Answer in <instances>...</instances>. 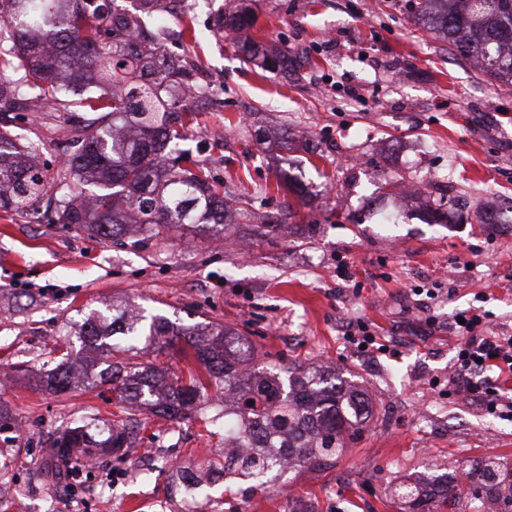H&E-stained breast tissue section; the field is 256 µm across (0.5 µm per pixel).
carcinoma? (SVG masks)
<instances>
[{"label": "carcinoma", "instance_id": "carcinoma-1", "mask_svg": "<svg viewBox=\"0 0 512 512\" xmlns=\"http://www.w3.org/2000/svg\"><path fill=\"white\" fill-rule=\"evenodd\" d=\"M414 15L445 5L434 20L455 53L494 77L512 80V0H408ZM162 28L120 16L107 0H0V108L28 103L32 111L66 106L78 86L94 90L75 103L96 114L72 137L73 153L57 174L35 162L39 145L0 130V211H36L49 193L62 224H78L108 239L135 225L142 240L165 238L174 229H192L204 238L224 227L229 202L222 185L210 179L192 154L182 114L193 111L179 93L196 82L184 57L161 49ZM241 51L267 69L288 67L260 43L245 39ZM84 347L93 356L80 364L61 361L46 378L51 392L78 388L82 378L112 383L115 400L171 419L197 409L214 387L224 402V438L246 453L224 457V482L265 488L286 472L285 464L320 469L333 464L363 430L367 402L353 384L329 369L298 372L280 368L262 374L247 369L246 353L222 326H179L164 315L136 314L112 304V316L90 315L81 325ZM183 341L180 351L205 367L210 384L198 375L168 381V371L128 357L138 344L162 354ZM134 446L123 423L90 431L81 423L55 438V474L69 477L73 454H119ZM512 489V465L486 462L467 480L445 485L440 505L448 512H482L480 504Z\"/></svg>", "mask_w": 512, "mask_h": 512}]
</instances>
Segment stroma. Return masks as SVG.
<instances>
[{"label":"stroma","instance_id":"1","mask_svg":"<svg viewBox=\"0 0 512 512\" xmlns=\"http://www.w3.org/2000/svg\"><path fill=\"white\" fill-rule=\"evenodd\" d=\"M240 0H177L166 15L167 51L187 54L214 83L196 106L185 143L247 217L195 243L175 234L139 245L39 217L0 212V475L6 512H405L395 490L420 483L434 505L442 480L479 461L512 464V415L492 416L448 393L462 311L481 307L490 328L512 336V223L487 227L486 212L512 209V91L412 22L407 0H253L249 38L306 58L288 74L263 71L217 25ZM90 113L19 108L0 129L19 127L58 168L71 129ZM287 134L265 154L258 128ZM309 196L278 237L257 226L289 200L279 175ZM448 180V220H425L433 190L402 201L403 182ZM121 302L188 325L219 324L246 339L248 368L329 367L369 405L357 441L336 466L293 468L268 490L206 486L184 507L175 468L204 472L206 451L224 445L222 404L172 421L140 413L139 445L156 465L105 457L78 485L44 469L50 437L82 419L104 428L121 418L109 385L53 394L38 384L55 348L79 349L73 324ZM365 323L398 356L368 355L348 336Z\"/></svg>","mask_w":512,"mask_h":512}]
</instances>
